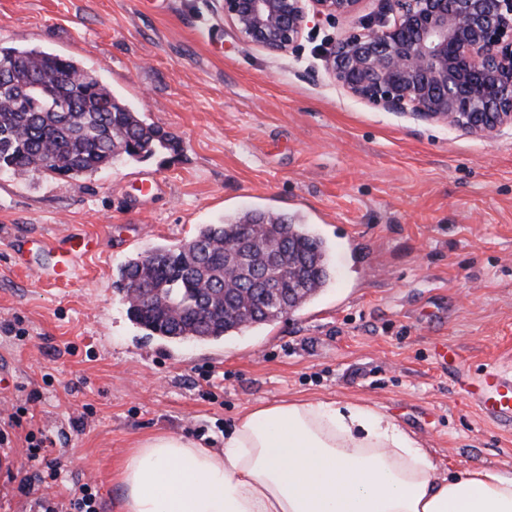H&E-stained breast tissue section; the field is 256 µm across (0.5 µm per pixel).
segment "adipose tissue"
Here are the masks:
<instances>
[{"label":"adipose tissue","instance_id":"adipose-tissue-1","mask_svg":"<svg viewBox=\"0 0 512 512\" xmlns=\"http://www.w3.org/2000/svg\"><path fill=\"white\" fill-rule=\"evenodd\" d=\"M117 479L121 512H512V474L438 471L394 417L317 399L246 409L219 449L148 436Z\"/></svg>","mask_w":512,"mask_h":512}]
</instances>
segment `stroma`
<instances>
[{
  "label": "stroma",
  "mask_w": 512,
  "mask_h": 512,
  "mask_svg": "<svg viewBox=\"0 0 512 512\" xmlns=\"http://www.w3.org/2000/svg\"><path fill=\"white\" fill-rule=\"evenodd\" d=\"M380 0L312 18L294 50L243 44L224 0H0V43L81 62L179 153L68 178L0 175V512H36L17 471L46 438L73 481L121 512L117 467L158 431L209 448L254 405L322 399L394 416L434 462L512 473V428L485 419L468 370L512 363V129L482 137L352 98L325 63ZM155 179L154 195L141 182ZM294 215L329 245L332 283L298 311L208 343L134 324L116 288L131 255L247 209ZM99 251L51 284L36 235ZM19 414L20 426L9 423Z\"/></svg>",
  "instance_id": "35a3bbf8"
}]
</instances>
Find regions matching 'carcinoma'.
Instances as JSON below:
<instances>
[{"label": "carcinoma", "mask_w": 512, "mask_h": 512, "mask_svg": "<svg viewBox=\"0 0 512 512\" xmlns=\"http://www.w3.org/2000/svg\"><path fill=\"white\" fill-rule=\"evenodd\" d=\"M50 97L31 108L34 83ZM58 100L66 112H53ZM177 137L140 113L75 60L37 47L0 44V173L78 178L119 157L176 151ZM239 278L225 281L224 268ZM119 290L142 289L150 304L128 315L150 336L219 341L297 309L331 277L323 240L287 216L247 210L206 224L190 240L156 247L119 269Z\"/></svg>", "instance_id": "carcinoma-1"}]
</instances>
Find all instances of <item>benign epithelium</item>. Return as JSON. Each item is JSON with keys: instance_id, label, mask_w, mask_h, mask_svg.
<instances>
[{"instance_id": "benign-epithelium-1", "label": "benign epithelium", "mask_w": 512, "mask_h": 512, "mask_svg": "<svg viewBox=\"0 0 512 512\" xmlns=\"http://www.w3.org/2000/svg\"><path fill=\"white\" fill-rule=\"evenodd\" d=\"M387 15L338 41L328 71L350 96L391 112L492 137L512 127V0H385ZM359 0H224L239 39L294 45L320 16Z\"/></svg>"}]
</instances>
